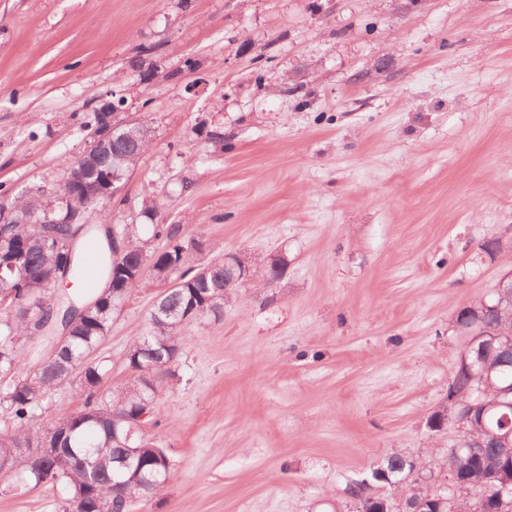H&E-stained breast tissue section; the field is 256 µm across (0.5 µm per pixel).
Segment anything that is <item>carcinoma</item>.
<instances>
[{
	"label": "carcinoma",
	"instance_id": "obj_1",
	"mask_svg": "<svg viewBox=\"0 0 512 512\" xmlns=\"http://www.w3.org/2000/svg\"><path fill=\"white\" fill-rule=\"evenodd\" d=\"M150 140L138 145L116 140L109 145L108 155L101 160L112 168V157L121 159V169L128 172L149 149ZM82 208L83 220H89L94 204L85 202L77 195L73 203L61 202L50 209L37 196L21 195L9 202L17 213L33 220L46 218L55 222L59 238H64L71 228L65 223L71 206ZM127 235L128 253L126 266L141 270L140 280L166 281L170 288L161 296L163 305L151 310L143 333L129 344L127 352L135 353L141 347L149 348L156 361L151 389H146L140 369L149 362L140 358L136 364L126 360L130 377L118 390L103 389V380L109 372L105 361L88 360V356L108 335L112 324V313L125 296L108 293L99 299L92 309V317H83L72 330L68 348L52 362L45 363L24 379L15 375L25 360V347L31 339L29 320L42 310L40 296L47 293V274L65 264L72 267V276L83 274L82 244H77L74 255H69L65 244L56 250L26 249V237L22 224H12L0 234V256L21 255V266L14 275H0V292L16 300L15 307L0 311V406L7 409L13 428L0 432V458L14 456L17 449L28 444L38 433L60 421V418L45 414L41 402L56 385L59 367L79 365L81 378L76 383L79 408L74 412L76 421L72 431L56 440L59 448L68 449L67 459L48 461L52 470V484L60 485L67 493L70 512H89L99 503L110 502L116 508L123 504L151 497L168 480L170 462L165 459L133 461L130 467L121 464L124 449L112 443V429L127 430L131 420L138 417L145 405L155 408L163 389L164 380L181 354L180 330L186 321L204 318H220L228 299L237 294L241 283L229 282L230 274L224 269V260L212 257L199 258L205 253L203 242L186 238L176 224H140L121 227ZM163 237L164 248L151 246V239ZM203 266L210 272L199 275ZM462 403L477 397L491 402L495 391L481 385L472 372L458 366L451 383ZM512 417V410L491 409L484 415L487 428L493 432L504 427L503 414ZM512 464V451L507 448H488L478 458L469 457L464 451L448 449V465L456 472L457 489H475L471 500L455 496V492L441 486L432 487L419 483L411 477L413 470L430 472L421 463L393 454L387 457L381 468L372 471V477L401 489V500L407 512L416 502H425L437 497L447 499L444 512H512V493L500 494V481L491 478V473Z\"/></svg>",
	"mask_w": 512,
	"mask_h": 512
}]
</instances>
